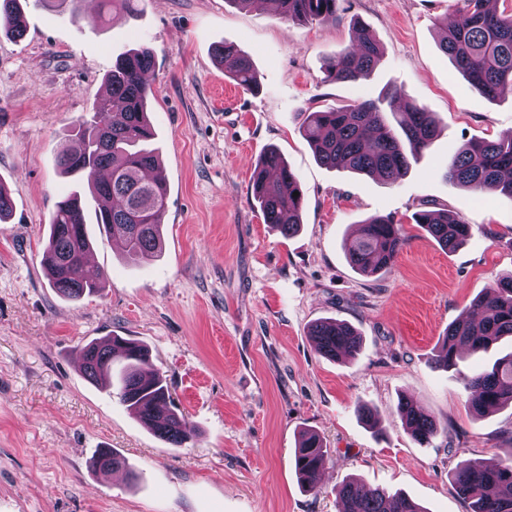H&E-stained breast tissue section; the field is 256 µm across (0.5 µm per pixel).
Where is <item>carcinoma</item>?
Segmentation results:
<instances>
[{
    "label": "carcinoma",
    "instance_id": "obj_1",
    "mask_svg": "<svg viewBox=\"0 0 512 512\" xmlns=\"http://www.w3.org/2000/svg\"><path fill=\"white\" fill-rule=\"evenodd\" d=\"M286 22L315 20L336 22L339 0H276ZM459 18L444 28L439 49L471 89L489 99L512 87V11H490L486 0H463ZM114 17L134 16L140 0H102ZM20 0H0V35L24 36ZM218 63L239 86L254 91L257 74L249 58L234 44L216 49ZM381 56L379 43L365 30L352 44L329 58L325 79L355 83L363 79ZM148 49H134L120 56L105 78L108 95L97 99L90 116L72 128V147L58 157L68 174L87 181L95 203L96 224L109 236L124 241V258L134 264L151 259L161 245L160 229L167 208L165 180L159 157L151 148L154 138L148 120L152 90L144 80L152 67ZM304 139L318 161L329 168H347L378 177L387 184L401 180L410 159L427 149L438 133L429 110L411 101L397 87L374 98L307 113L301 125ZM445 176L478 196L495 192L512 197V137L465 143L447 163ZM253 197L264 223L281 234L298 231L303 208L301 185L276 148L268 149L254 168ZM444 249L459 246L469 225L446 210L421 211L415 216ZM407 239L390 218L361 222L355 237L345 244L351 266L366 276L385 271L406 245ZM86 205L75 208L59 200L50 218V234L43 254L49 283L66 298L77 300L97 293L104 274L90 279L82 255L90 250ZM477 314L448 326L435 359L438 367L457 364L464 350L472 355L487 352L503 337H512V276L501 279L473 302ZM309 336L316 350L332 359L354 354L360 347L358 332L334 319L311 325ZM84 377L116 395L132 415L173 448L188 443L195 430L174 409L166 380L153 367L148 350L138 342L111 335L92 340L82 349ZM469 406L478 413L512 405V352L496 359L490 368L463 376ZM397 414L411 438L420 445L437 436L439 424L416 403L401 398ZM327 457L321 436L312 430L300 434L294 467L300 485L316 489ZM92 466L99 472L124 465L114 453L95 454ZM449 480L469 502L470 512H512V456L497 454L468 459L449 473ZM340 512H424L409 498L390 496L380 488L360 489L348 481L336 488Z\"/></svg>",
    "mask_w": 512,
    "mask_h": 512
}]
</instances>
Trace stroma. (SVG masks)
<instances>
[{"label": "stroma", "mask_w": 512, "mask_h": 512, "mask_svg": "<svg viewBox=\"0 0 512 512\" xmlns=\"http://www.w3.org/2000/svg\"><path fill=\"white\" fill-rule=\"evenodd\" d=\"M463 0H339L338 20L287 23L244 0H143L135 18L100 25L29 0L26 33L0 37V183L14 202L0 223V512H339L336 487L400 492L425 512H470L448 479L463 460L512 446V407L473 412L461 375L489 357L433 360L448 326L474 299L512 275V198H478L444 177L470 140L512 134V94L490 100L454 70L439 28ZM383 55L357 83L324 79L327 58L356 27ZM231 42L252 60L258 89L225 77L213 59ZM152 49L148 104L168 205L161 254L138 266L91 225L99 293L59 296L42 264L49 220L64 195L84 192L56 158L72 121L90 111L117 56ZM401 86L425 105L439 135L408 174L389 185L331 169L302 138L305 113ZM278 148L304 194L302 224L282 236L252 196L259 157ZM445 210L470 226L445 250L415 223ZM389 217L408 243L393 267L357 273L344 241L360 222ZM354 326L359 351L320 355L311 324ZM145 345L176 410L197 430L172 448L132 417L115 395L79 370V352L108 333ZM408 397L441 431L419 445L396 413ZM366 405L378 418L367 427ZM328 451L315 490L300 487L294 450L302 430ZM126 461L93 472L95 450Z\"/></svg>", "instance_id": "35a3bbf8"}]
</instances>
